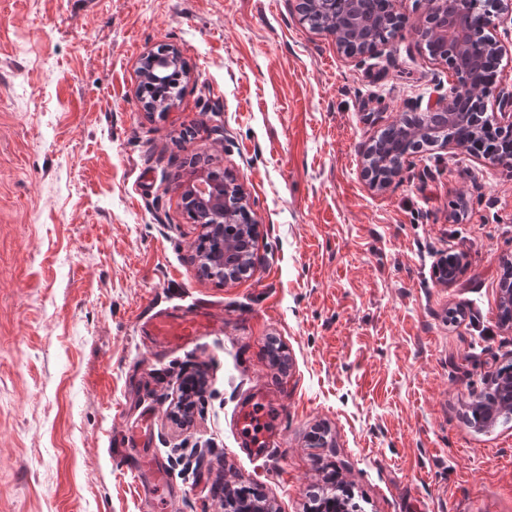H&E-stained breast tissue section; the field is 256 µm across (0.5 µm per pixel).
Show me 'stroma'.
Segmentation results:
<instances>
[{
  "label": "stroma",
  "instance_id": "35a3bbf8",
  "mask_svg": "<svg viewBox=\"0 0 512 512\" xmlns=\"http://www.w3.org/2000/svg\"><path fill=\"white\" fill-rule=\"evenodd\" d=\"M162 45L191 77L149 113L138 68ZM454 83L411 27L359 62L295 0H0V512H140L110 448L142 406L168 512H224L200 491L220 483L310 512L332 473L360 512H512V421L468 422L512 363V170L433 149L384 191L361 175L365 145ZM196 159L249 198L242 279L190 263ZM451 252L446 287L433 267ZM198 298L223 334L153 354L138 317ZM189 374L206 388L182 429ZM258 395L275 436L260 459L235 426ZM464 257L460 254H448L440 257L434 266V277L443 285H451L463 266Z\"/></svg>",
  "mask_w": 512,
  "mask_h": 512
}]
</instances>
